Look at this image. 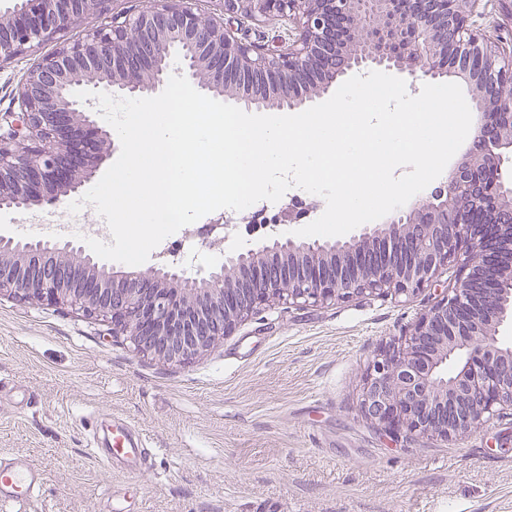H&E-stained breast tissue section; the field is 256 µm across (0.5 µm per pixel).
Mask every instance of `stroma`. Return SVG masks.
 Wrapping results in <instances>:
<instances>
[{
  "label": "stroma",
  "instance_id": "35a3bbf8",
  "mask_svg": "<svg viewBox=\"0 0 512 512\" xmlns=\"http://www.w3.org/2000/svg\"><path fill=\"white\" fill-rule=\"evenodd\" d=\"M48 42L0 64V111ZM435 301L424 291L272 305L187 365L135 354L105 322L0 297V463L41 495L21 512H512V409L462 440L392 443L363 376ZM131 422V468L89 448Z\"/></svg>",
  "mask_w": 512,
  "mask_h": 512
}]
</instances>
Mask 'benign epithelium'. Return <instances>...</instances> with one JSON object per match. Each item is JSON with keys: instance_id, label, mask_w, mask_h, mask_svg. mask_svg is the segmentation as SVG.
I'll use <instances>...</instances> for the list:
<instances>
[{"instance_id": "7a95c632", "label": "benign epithelium", "mask_w": 512, "mask_h": 512, "mask_svg": "<svg viewBox=\"0 0 512 512\" xmlns=\"http://www.w3.org/2000/svg\"><path fill=\"white\" fill-rule=\"evenodd\" d=\"M109 0H15L0 13V64L105 17L63 42L22 77L0 113V209H60L119 149L99 125L97 100L161 93L172 71L245 108L299 111L363 66L394 69L410 91L453 74L470 87L480 121L473 149L444 185L389 224L347 241L270 237L187 280L173 259L120 276L70 241L0 236V295L68 306L107 323L136 354L187 364L269 305L327 306L370 297L410 299L456 268L455 285L404 339L381 348L363 379L360 407L392 440H456L512 407V45L475 26L479 0H152L106 15ZM278 17L296 37L284 49L251 45L234 22ZM292 200L254 224L294 223Z\"/></svg>"}]
</instances>
